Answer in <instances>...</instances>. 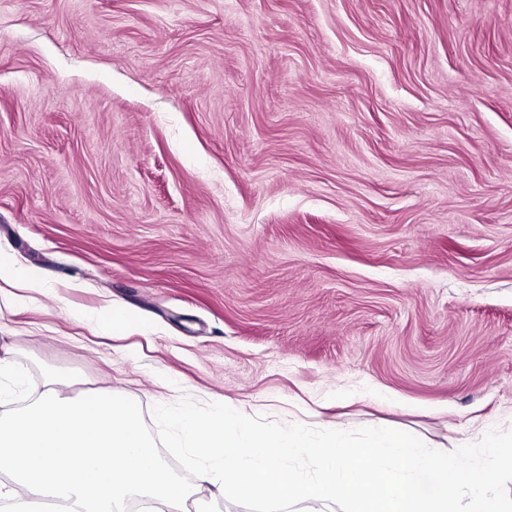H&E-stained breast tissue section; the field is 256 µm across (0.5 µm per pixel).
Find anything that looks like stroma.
Listing matches in <instances>:
<instances>
[{"mask_svg": "<svg viewBox=\"0 0 512 512\" xmlns=\"http://www.w3.org/2000/svg\"><path fill=\"white\" fill-rule=\"evenodd\" d=\"M0 253V413L512 429V0H0ZM0 280L9 282L21 281L24 288L36 291L42 289L39 280L34 274L17 270L2 253L0 255Z\"/></svg>", "mask_w": 512, "mask_h": 512, "instance_id": "1", "label": "stroma"}]
</instances>
